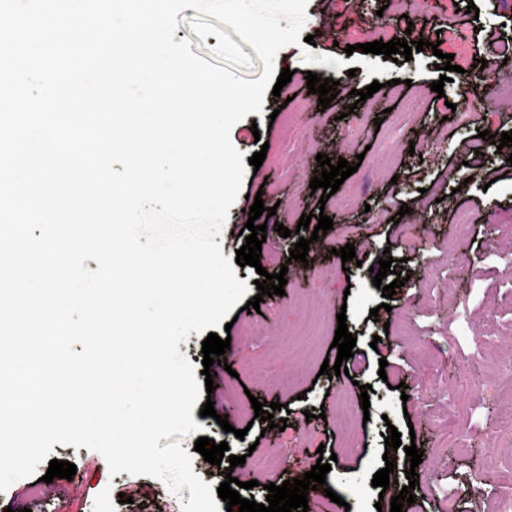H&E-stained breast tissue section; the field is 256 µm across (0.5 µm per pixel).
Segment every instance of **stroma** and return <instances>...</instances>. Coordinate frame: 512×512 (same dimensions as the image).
Segmentation results:
<instances>
[{
	"label": "stroma",
	"instance_id": "35a3bbf8",
	"mask_svg": "<svg viewBox=\"0 0 512 512\" xmlns=\"http://www.w3.org/2000/svg\"><path fill=\"white\" fill-rule=\"evenodd\" d=\"M386 0H308L303 35L313 36L311 51L296 44L276 55L275 68L292 78L280 96L265 93L255 118H243L230 132L233 145L252 157L265 151L263 179L246 173L217 238L225 257L235 258L253 195L275 207V219L299 229L304 214H325L332 229L311 241L306 262L290 261L295 239L268 230L260 267L236 268L250 295H257L258 268L268 273L288 267L284 295L264 297L259 312L233 307L237 320L225 355L228 367L214 365L217 388L211 399L217 414H227L231 432L215 417H197L202 436L227 442L230 454L244 457L235 472L240 481L257 480L243 498L266 501V483L303 478L319 456L332 457L326 485L341 503L326 502L324 512H377L389 508L408 480L405 448L423 445L417 469L416 501L402 512H499L512 498V374L501 367L512 356V269L496 254L512 252V239L501 228L512 225V163L492 139L512 130V109L502 107L496 89L461 104V70L474 60L499 62V80L512 81V6L506 0H424L412 17L415 32L430 45L410 61L362 53L371 36L390 41L392 24L379 17ZM475 13H467L468 5ZM176 40L237 76L260 77L263 63L231 27L210 15L184 9ZM343 44H336L335 33ZM453 55L459 72L445 83L443 96L430 85L439 80L431 45ZM353 53H345V45ZM318 63L308 62V55ZM317 74L346 82L349 95L320 108L305 76ZM381 88L366 101L354 93L372 82ZM304 105L291 123L273 118L284 98ZM488 138H481V131ZM343 152L358 163L338 193L351 197L347 207L321 199L310 188L320 175L317 154ZM409 214H400L401 206ZM473 213L474 224L459 233L456 211ZM421 241L411 253L407 239ZM355 246L357 266L343 271L331 252V240ZM456 253L463 277L448 275V255ZM391 254L393 270L406 275L392 299L372 283V268ZM434 278L433 291L421 289ZM389 302L390 311L380 308ZM346 314L357 352L345 361V375L328 378L320 367ZM369 400L361 402V386ZM285 404L288 428L266 429L255 419L252 400ZM324 408L321 419L306 410ZM401 434L394 450V482L387 491L373 487L374 474L386 463L390 428ZM244 438H236L238 430ZM51 456L75 464L72 479L44 482L47 464L35 475L14 481L0 492V512H34L45 502L48 512H183L189 490L172 492L160 479L111 474L104 456L87 447L54 444Z\"/></svg>",
	"mask_w": 512,
	"mask_h": 512
}]
</instances>
